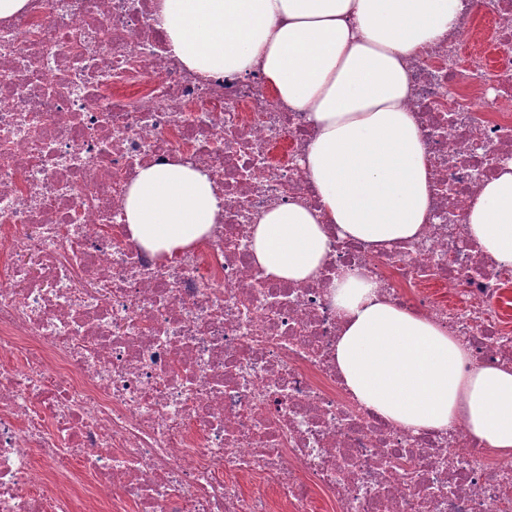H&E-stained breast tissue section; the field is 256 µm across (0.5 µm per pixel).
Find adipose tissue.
Listing matches in <instances>:
<instances>
[{
    "mask_svg": "<svg viewBox=\"0 0 512 512\" xmlns=\"http://www.w3.org/2000/svg\"><path fill=\"white\" fill-rule=\"evenodd\" d=\"M461 9L460 0H157L187 69L208 76L261 66L274 93L308 112L318 131L304 167L321 209L275 205L252 228L253 259L267 275L316 278L332 226L375 250L417 239L431 169L403 106L404 58L451 30ZM220 212L208 174L177 160L140 169L124 201L132 239L168 257L210 233ZM468 220L483 249L512 264V165L484 184ZM330 299L343 323L336 365L358 402L416 431L461 415L473 436L512 455V369L466 370L457 338L352 273L337 274Z\"/></svg>",
    "mask_w": 512,
    "mask_h": 512,
    "instance_id": "obj_1",
    "label": "adipose tissue"
}]
</instances>
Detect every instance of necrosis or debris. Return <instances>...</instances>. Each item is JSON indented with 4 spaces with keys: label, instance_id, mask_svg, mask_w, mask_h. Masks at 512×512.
<instances>
[{
    "label": "necrosis or debris",
    "instance_id": "1",
    "mask_svg": "<svg viewBox=\"0 0 512 512\" xmlns=\"http://www.w3.org/2000/svg\"><path fill=\"white\" fill-rule=\"evenodd\" d=\"M478 6L405 58L432 171L418 239L333 238L302 282L252 259L268 207L321 206L299 164L317 131L260 67L188 70L155 0H29L0 20V353L19 360L0 362V512H505L512 457L460 418L402 428L349 392L329 291L347 269L461 340L470 367L512 368V265L468 225L512 162V0H487V31ZM173 156L211 176L221 219L163 261L130 240L123 202Z\"/></svg>",
    "mask_w": 512,
    "mask_h": 512
}]
</instances>
